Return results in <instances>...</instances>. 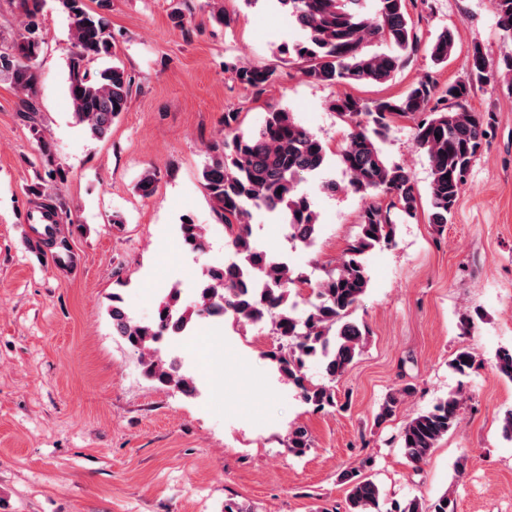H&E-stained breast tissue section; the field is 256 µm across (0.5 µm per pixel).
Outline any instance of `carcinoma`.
I'll list each match as a JSON object with an SVG mask.
<instances>
[{
	"mask_svg": "<svg viewBox=\"0 0 512 512\" xmlns=\"http://www.w3.org/2000/svg\"><path fill=\"white\" fill-rule=\"evenodd\" d=\"M25 19L26 33L7 44L0 43V80L29 98L36 92L38 74L34 62L41 52L36 36L38 17L45 0H14ZM302 32V38L287 47L290 55L306 63L304 75L312 83L328 85L382 84L407 66L411 57L425 49L434 65L448 63L455 48L454 34L444 29L422 44L418 22L408 10L409 0H278ZM71 25L67 49L66 89L74 117L89 135L103 139L112 124L126 111L131 79L125 68L114 63L98 72L91 64L115 56L111 23L102 13H91L85 0H60ZM497 26L512 40V0H493ZM386 45L382 53H370L368 44ZM236 80L247 89L272 85L276 70L269 66H234ZM490 81L482 49L474 46L470 74L444 87L429 75L407 92L365 101L350 94L333 99L330 108L350 127L338 161L348 176V187L368 200L359 216V232L342 257L315 282L292 268L287 261L259 247L252 221L259 213L275 217L288 226V237L307 247L318 234V213L303 184L319 181V189L334 195L340 190L326 175L327 148L321 139L299 124L293 114L279 109L268 113L264 124L250 133H236L210 147L212 155L203 167L201 180L212 211L221 221L232 262L211 265L187 303L173 287L160 301L149 321L133 318L112 297L109 311L112 332L134 349L144 374L164 387L190 395L192 377L179 373L173 360L160 352V342L186 335L195 319L231 317L239 323H270L279 347L270 354L280 377L301 391L303 401L316 410L336 406V382L347 372L363 347L361 326L349 319L365 295L370 276L364 256L377 247L396 244L397 224L417 217L427 204L428 222L442 230L454 212L468 182L472 162L493 124L488 112L470 105L478 83ZM423 115L415 131L416 146L427 156L431 181L427 201H422L414 179L405 168L386 162L379 143L397 118ZM30 134L39 148L38 161L49 163L53 144L45 130L31 123ZM156 173L144 170L136 188L147 197L155 189ZM43 199L41 213L48 222L32 224L36 237H26L32 250L43 255L50 250L62 266L72 262L69 238L62 234L55 216L62 203L58 196L34 188ZM181 241L194 253L206 250L203 225L193 220L180 225ZM306 285L310 296L298 312V289ZM310 359L322 364V384H307L302 373ZM450 368L469 375L482 367L477 354L458 350ZM410 387L386 394L376 414L377 422L393 417ZM463 397L450 395L431 409L410 418L399 433L400 448L415 468L424 463L439 441L460 423ZM311 447L308 431L291 429L288 451L301 455ZM348 487L344 512H382L379 485L359 469L342 473ZM387 512H456L448 494L429 508L416 499L395 501Z\"/></svg>",
	"mask_w": 512,
	"mask_h": 512,
	"instance_id": "1",
	"label": "carcinoma"
}]
</instances>
